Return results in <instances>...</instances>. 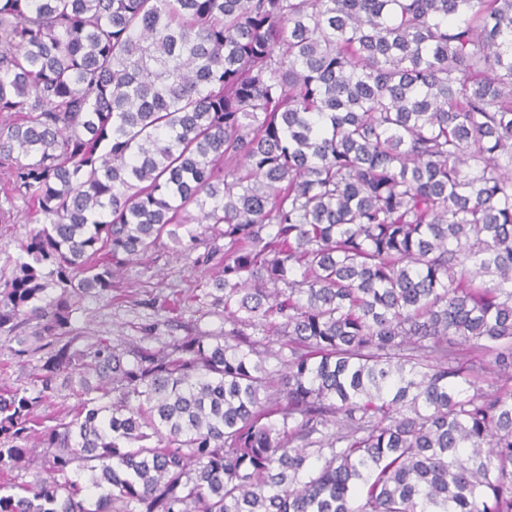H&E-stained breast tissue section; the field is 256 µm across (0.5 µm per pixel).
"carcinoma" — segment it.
<instances>
[{"instance_id": "cac0c4a2", "label": "carcinoma", "mask_w": 512, "mask_h": 512, "mask_svg": "<svg viewBox=\"0 0 512 512\" xmlns=\"http://www.w3.org/2000/svg\"><path fill=\"white\" fill-rule=\"evenodd\" d=\"M0 180V512H512V0H0ZM205 234L231 329L78 344ZM17 214V223L1 224L0 223V250H6L11 255H15L18 251L17 245L25 240L29 230L39 223H26V203L21 199L15 200ZM11 347H17L15 342L9 341L8 338L0 335V371L4 367L3 365L8 362L11 365L8 368V375L11 374V379H18V383L22 384L29 382L27 378L33 372L32 367L35 364V360L31 361L24 369H21L12 359Z\"/></svg>"}]
</instances>
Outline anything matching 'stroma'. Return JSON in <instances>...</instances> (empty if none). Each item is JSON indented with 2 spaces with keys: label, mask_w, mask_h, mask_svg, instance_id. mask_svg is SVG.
I'll list each match as a JSON object with an SVG mask.
<instances>
[{
  "label": "stroma",
  "mask_w": 512,
  "mask_h": 512,
  "mask_svg": "<svg viewBox=\"0 0 512 512\" xmlns=\"http://www.w3.org/2000/svg\"><path fill=\"white\" fill-rule=\"evenodd\" d=\"M204 251L205 248L201 245L186 251L163 249L142 262L129 265L124 271L118 299L109 305L87 301L86 310L76 323L85 341L90 342L103 336L118 343L124 338L136 335L138 326L148 321L161 322L159 334L163 337L173 332L183 336L190 332L224 331L223 317L205 314L193 297L194 289L205 285L210 277L208 267L195 263L196 258ZM151 291L179 293L180 326L176 331L172 332L164 327L165 312L141 307V299Z\"/></svg>",
  "instance_id": "35a3bbf8"
}]
</instances>
